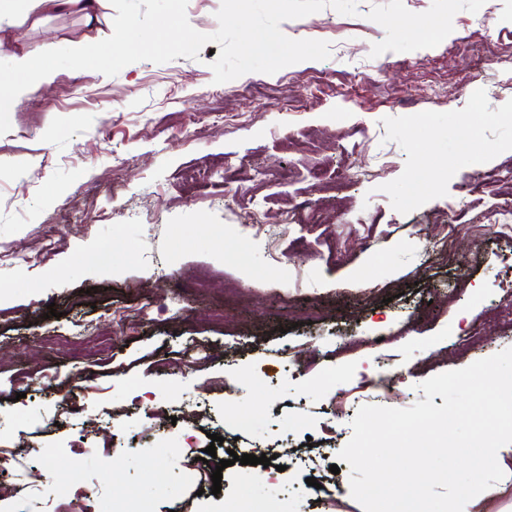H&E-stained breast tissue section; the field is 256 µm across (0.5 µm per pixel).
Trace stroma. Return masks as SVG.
Instances as JSON below:
<instances>
[{
	"instance_id": "obj_1",
	"label": "stroma",
	"mask_w": 512,
	"mask_h": 512,
	"mask_svg": "<svg viewBox=\"0 0 512 512\" xmlns=\"http://www.w3.org/2000/svg\"><path fill=\"white\" fill-rule=\"evenodd\" d=\"M102 13L0 27L88 45L113 32ZM280 28L329 57L223 84L205 49L60 69L0 118L7 512H363L337 458L361 378L393 374L407 408L512 347L494 260L512 239L483 226L512 205V88L475 79L484 61L512 76V0H359ZM78 324L84 350L52 344ZM232 451L275 463L227 467L211 494Z\"/></svg>"
}]
</instances>
